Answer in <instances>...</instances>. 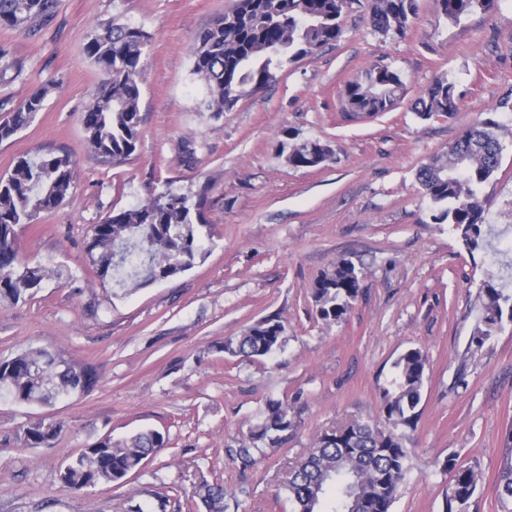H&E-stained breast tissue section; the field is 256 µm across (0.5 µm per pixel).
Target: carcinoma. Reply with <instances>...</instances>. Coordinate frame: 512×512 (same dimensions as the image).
<instances>
[{"instance_id": "obj_1", "label": "carcinoma", "mask_w": 512, "mask_h": 512, "mask_svg": "<svg viewBox=\"0 0 512 512\" xmlns=\"http://www.w3.org/2000/svg\"><path fill=\"white\" fill-rule=\"evenodd\" d=\"M497 0H433L434 7L451 20H459L475 7L491 9ZM350 0H235L232 8L214 18L193 41V72L206 84L211 107L226 112L249 93L276 81L284 64L296 62L333 43L341 36L342 14ZM60 0H0V29H20L36 37L54 23ZM370 21L383 35L401 36L418 11L417 0H368ZM84 49L102 71L98 91L86 106L82 123L91 153L104 163L119 165L132 156L140 140L141 58L147 33L118 18L98 23L83 35ZM54 85L47 84L22 100H0V142L14 137L43 110ZM406 92L401 75L380 63L346 89L349 110L376 115L391 109ZM456 85L441 75L414 100L423 119L451 116L458 111ZM496 121H477L465 129L448 151L433 156L417 173V180L436 205H446L438 220L460 232L470 252L483 246L482 226L487 221V198L481 187L498 170L502 145ZM328 146L304 140L288 147V163L313 168L330 157ZM76 161L67 153L53 152L20 158L12 173L0 177V306L15 305L31 297L55 270L29 264L16 246V229L59 207L76 180ZM207 196L171 190L147 202L112 211L90 228L88 256L101 280L118 279L138 287L164 281L191 269L201 256L203 230L208 227ZM362 271L346 258L313 283L316 311L326 322H340L361 288ZM483 327L479 346L497 331L503 318L512 321V291L508 283L483 285ZM285 325L275 317L258 320L241 335L224 340L222 351L236 357L262 358L283 342ZM61 353L51 348H28L0 361V398L21 404L50 406L83 393L88 371L73 362L59 364ZM426 355L409 349L394 363V388L380 395L379 420H353L325 432L319 446L288 473L284 489L292 512H390L407 472L408 448L394 433L399 426L413 427L419 417ZM295 428L288 402L267 403L264 418L249 431L237 449L244 462L264 445L281 443ZM60 424L42 418L23 430L30 448L51 444ZM162 433L148 429L114 439L107 436L71 456L61 473L64 484L84 491L96 484L121 482L139 473L143 461L163 447ZM446 496V512H464L477 489L475 470L455 469ZM207 512H224L226 490L219 483L199 485L195 492ZM499 495L512 502V462L503 465Z\"/></svg>"}]
</instances>
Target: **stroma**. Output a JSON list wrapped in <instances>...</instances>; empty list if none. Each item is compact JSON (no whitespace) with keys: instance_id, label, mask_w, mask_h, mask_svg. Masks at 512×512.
<instances>
[{"instance_id":"35a3bbf8","label":"stroma","mask_w":512,"mask_h":512,"mask_svg":"<svg viewBox=\"0 0 512 512\" xmlns=\"http://www.w3.org/2000/svg\"><path fill=\"white\" fill-rule=\"evenodd\" d=\"M234 0H61L37 37L0 29V47L21 62L0 80V98L53 90L33 123L0 143V177L19 158L47 152L77 162L62 205L18 231L23 257L55 270L35 296L0 308V361L28 348L60 350L93 375L82 395L45 407L0 398V512H129L135 504L188 512L201 482L223 484L225 512H290L289 467L320 436L378 416L380 392L408 349L427 356L415 428L398 427L410 452L391 512H443L452 473L471 467L477 490L466 512H507L498 493L512 458V322L472 345L483 283L512 276L488 252H467L460 233L437 223L416 173L475 121L491 118L503 147L483 186L500 248L512 238V0L452 21L432 0L404 37L374 31L364 0L342 17L338 42L284 66L264 90L228 112L210 107L193 72L195 36ZM120 18L145 30L140 140L126 162L101 163L87 149L82 113L102 75L82 36ZM407 91L390 110L353 115L345 88L373 63ZM462 100L454 115L421 119L412 102L438 75ZM326 144L314 168L290 165L287 135ZM173 190L206 191L204 259L135 289L101 280L86 258L89 229L112 211ZM364 273L345 319H320L314 280L337 260ZM286 327L279 351L230 357L221 347L256 321ZM285 400L296 426L251 465L235 456L268 400ZM47 417L62 425L50 448L22 433ZM154 429L167 441L137 477L84 492L60 473L94 442Z\"/></svg>"}]
</instances>
